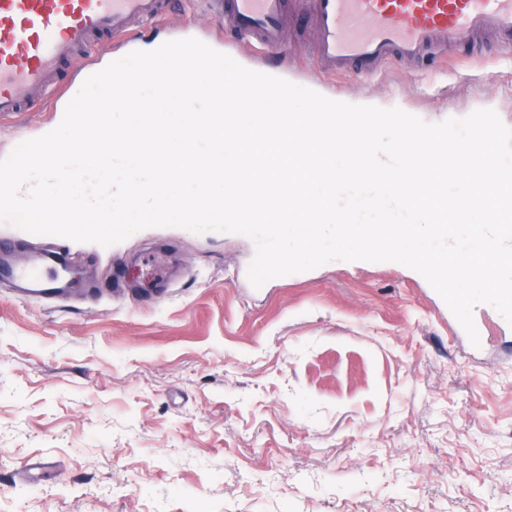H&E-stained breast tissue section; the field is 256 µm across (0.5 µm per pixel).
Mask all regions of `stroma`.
I'll list each match as a JSON object with an SVG mask.
<instances>
[{
  "label": "stroma",
  "instance_id": "obj_1",
  "mask_svg": "<svg viewBox=\"0 0 512 512\" xmlns=\"http://www.w3.org/2000/svg\"><path fill=\"white\" fill-rule=\"evenodd\" d=\"M112 59L196 38L242 66L435 124L494 110L512 128V43L465 59L320 69L297 5L260 57L190 0ZM54 111L0 120V159ZM16 250L62 248L60 303L0 283V512H512V329L472 354L413 269L327 262L253 287L247 236L152 227L104 247L0 222ZM52 462L38 481L16 474Z\"/></svg>",
  "mask_w": 512,
  "mask_h": 512
}]
</instances>
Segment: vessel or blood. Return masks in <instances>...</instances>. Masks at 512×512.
Segmentation results:
<instances>
[{
	"instance_id": "obj_1",
	"label": "vessel or blood",
	"mask_w": 512,
	"mask_h": 512,
	"mask_svg": "<svg viewBox=\"0 0 512 512\" xmlns=\"http://www.w3.org/2000/svg\"><path fill=\"white\" fill-rule=\"evenodd\" d=\"M197 4L250 43L286 44L288 0ZM311 12L316 56L332 72L352 66L371 75L392 59L420 65L487 34L512 42V0H311ZM161 14V0H0V116L41 101L63 67L96 73L99 34L120 35ZM1 280L21 299L62 301L69 294V266L54 252L18 262L1 247Z\"/></svg>"
}]
</instances>
